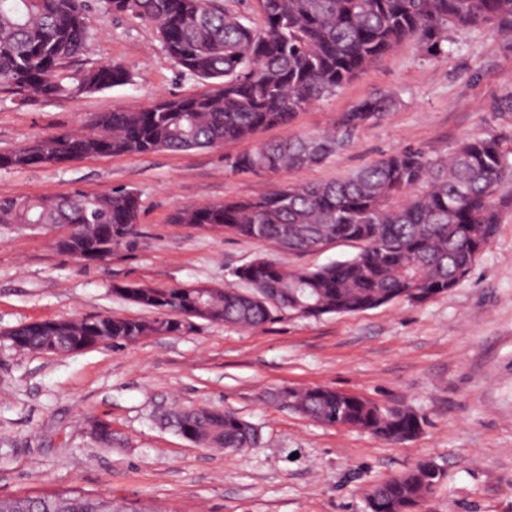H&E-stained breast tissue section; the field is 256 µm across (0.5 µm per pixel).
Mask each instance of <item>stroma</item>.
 I'll use <instances>...</instances> for the list:
<instances>
[{
  "instance_id": "stroma-1",
  "label": "stroma",
  "mask_w": 512,
  "mask_h": 512,
  "mask_svg": "<svg viewBox=\"0 0 512 512\" xmlns=\"http://www.w3.org/2000/svg\"><path fill=\"white\" fill-rule=\"evenodd\" d=\"M84 65L121 62L130 84L68 100L0 92V152L85 119L202 91L165 52L154 24L92 0ZM443 55L411 37L336 94L245 140L187 152L92 157L46 168L0 169V197L139 196L138 233L87 262L57 251V225L0 224V498L67 493L110 498L116 512H370L367 493L418 461L443 478L423 512H512V210L469 277L423 303L399 298L354 314L284 313L255 328L199 321L196 330L123 347L56 355L15 348L7 331L89 315L154 314L113 293L118 283L236 286V268L260 257L316 268L357 252L334 242L295 253L191 224L177 211L343 177L405 148L443 157L473 136H498L512 160V29L450 32ZM395 107L360 127L324 163L242 173L229 158L284 139L338 132L363 101ZM325 387L425 419L411 440L326 426L278 393ZM226 409L253 424L260 445L194 444L160 422L170 409ZM110 424L112 440L90 433Z\"/></svg>"
}]
</instances>
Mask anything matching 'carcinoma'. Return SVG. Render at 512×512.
<instances>
[{
  "instance_id": "obj_1",
  "label": "carcinoma",
  "mask_w": 512,
  "mask_h": 512,
  "mask_svg": "<svg viewBox=\"0 0 512 512\" xmlns=\"http://www.w3.org/2000/svg\"><path fill=\"white\" fill-rule=\"evenodd\" d=\"M106 10L156 25L167 55L185 74L210 85L196 95L159 99L138 110L100 113L83 135L61 131L0 152L1 169L52 166L59 160L211 148L287 123L332 95L405 39L417 36L443 53L451 28L512 25V0H256L260 23H244L233 0H105ZM92 16L88 0H0V90L28 98L66 99L130 83L118 62L85 67ZM390 98L370 99L344 114L341 134L262 145L236 157V171L301 170L323 163L352 131L381 118ZM512 208V163L500 139L476 137L451 154L431 158L409 147L325 183H291L250 198L185 208L175 224L222 225L233 234L272 241L293 252L335 242L354 244L351 258L314 269L286 270L256 259L234 271L237 289L215 287L201 297L210 321L258 327L285 312L298 316L349 314L405 297L422 303L446 294L470 273L494 237L501 212ZM139 197L116 189L26 198H0V224H78L76 248L138 232ZM125 299L156 312L182 314L197 289L146 287ZM142 322L88 316L80 335L135 336ZM17 347L39 350L46 333L21 327ZM288 405L325 425L342 423L385 441L413 436L423 420L406 408L381 407L317 387L284 391ZM188 441L227 449L255 448L257 430L225 410L172 416ZM420 461L401 483L379 490L385 501L430 494L442 477ZM110 500L55 494L0 499V512H106Z\"/></svg>"
}]
</instances>
